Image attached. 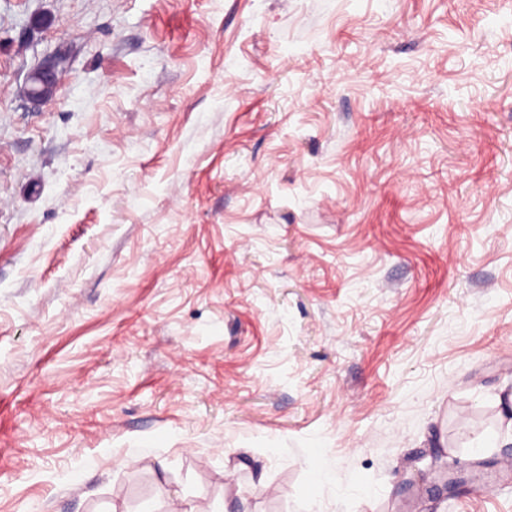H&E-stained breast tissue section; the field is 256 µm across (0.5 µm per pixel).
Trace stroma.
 <instances>
[{
	"instance_id": "35a3bbf8",
	"label": "stroma",
	"mask_w": 512,
	"mask_h": 512,
	"mask_svg": "<svg viewBox=\"0 0 512 512\" xmlns=\"http://www.w3.org/2000/svg\"><path fill=\"white\" fill-rule=\"evenodd\" d=\"M511 405L512 0H0V512H512ZM56 83L57 74L54 68L35 70L28 77L27 95L35 101H48L52 98Z\"/></svg>"
}]
</instances>
